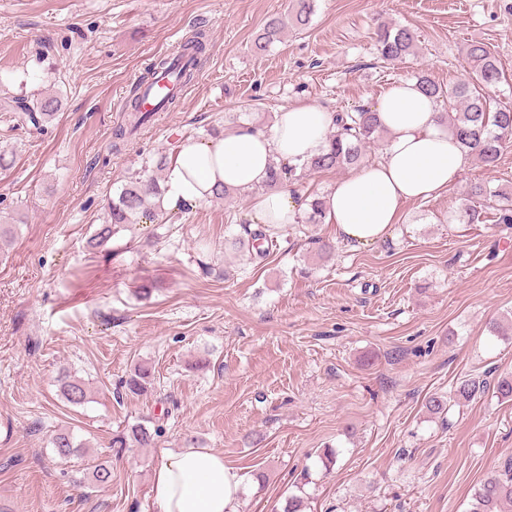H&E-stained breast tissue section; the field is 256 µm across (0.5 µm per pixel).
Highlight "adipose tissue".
Returning a JSON list of instances; mask_svg holds the SVG:
<instances>
[{"label": "adipose tissue", "mask_w": 512, "mask_h": 512, "mask_svg": "<svg viewBox=\"0 0 512 512\" xmlns=\"http://www.w3.org/2000/svg\"><path fill=\"white\" fill-rule=\"evenodd\" d=\"M375 110L389 133L380 160L338 181L326 198V223L338 238L360 246L383 239L403 203L447 190L468 161L417 83L390 87ZM332 118L321 106L299 104L276 112L266 132L238 125L208 139H182L166 174L164 208L204 202L221 184L256 190L253 207L260 223H294L298 205L288 189L264 187L269 163L276 157L303 162L319 154L327 147ZM240 490L241 480L223 456L205 448L162 453L153 470L158 512H237Z\"/></svg>", "instance_id": "obj_1"}]
</instances>
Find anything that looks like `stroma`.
Returning <instances> with one entry per match:
<instances>
[{
  "label": "stroma",
  "mask_w": 512,
  "mask_h": 512,
  "mask_svg": "<svg viewBox=\"0 0 512 512\" xmlns=\"http://www.w3.org/2000/svg\"><path fill=\"white\" fill-rule=\"evenodd\" d=\"M290 5L0 0V95L63 98L42 132L0 112V212L17 221L0 237V512H158L153 469L189 442L239 474L238 512H283L291 495L306 512H468L512 455V399L493 389L512 373V224L492 209L459 219L472 183L512 193V141L496 167L469 160L439 197L405 203L367 246L322 223L288 225L261 262L225 250L255 221L251 191L89 245L128 172L213 126L301 103L372 107L420 72L472 83L475 40L502 72L491 97L512 106V0H316L307 26L257 51ZM383 22L416 33L415 56L379 57ZM199 27L207 48L176 108L113 148L137 78ZM321 239L335 253L320 254ZM146 281L155 291L142 300ZM139 364L151 387L116 400ZM65 370L84 381L83 405L62 398ZM467 376L488 382L481 398L426 411ZM146 421L164 428L153 445L115 454L113 433ZM65 430L88 454L56 455L50 440ZM103 460L112 482L92 486Z\"/></svg>",
  "instance_id": "obj_1"
}]
</instances>
